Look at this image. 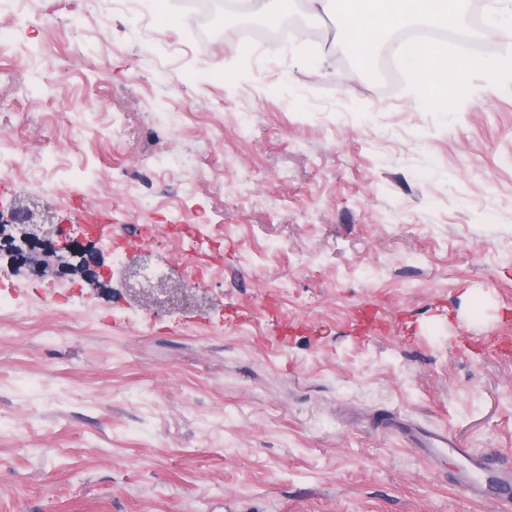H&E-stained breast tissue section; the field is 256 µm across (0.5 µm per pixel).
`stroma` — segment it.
<instances>
[{
    "mask_svg": "<svg viewBox=\"0 0 512 512\" xmlns=\"http://www.w3.org/2000/svg\"><path fill=\"white\" fill-rule=\"evenodd\" d=\"M197 26L179 0H0V204L43 195L74 240L117 210L128 239L177 210L224 238L207 312L133 328L80 259L6 278L85 303L0 301V512H501L411 434L512 468V77L486 67L512 36L485 25L438 103L331 13L256 56ZM145 153L151 185L120 186Z\"/></svg>",
    "mask_w": 512,
    "mask_h": 512,
    "instance_id": "stroma-1",
    "label": "stroma"
}]
</instances>
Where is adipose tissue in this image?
Wrapping results in <instances>:
<instances>
[{"label": "adipose tissue", "mask_w": 512, "mask_h": 512, "mask_svg": "<svg viewBox=\"0 0 512 512\" xmlns=\"http://www.w3.org/2000/svg\"><path fill=\"white\" fill-rule=\"evenodd\" d=\"M323 10L334 12L343 22L349 46L362 64H370L387 33L416 18L444 27L455 21L463 0H318ZM398 52L416 81L419 96L446 101L457 99L461 78L474 65L472 58L449 59L447 49L422 34Z\"/></svg>", "instance_id": "ef3b65f1"}]
</instances>
